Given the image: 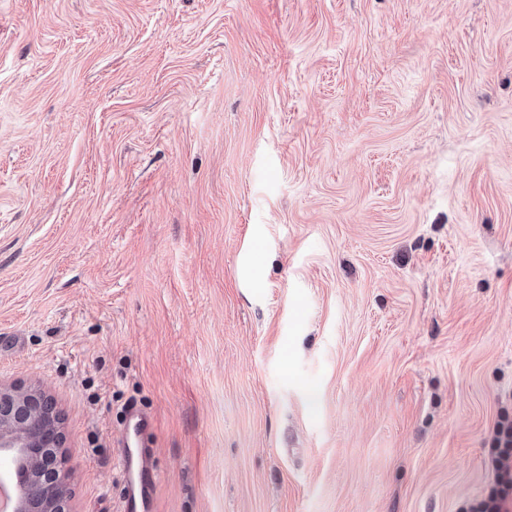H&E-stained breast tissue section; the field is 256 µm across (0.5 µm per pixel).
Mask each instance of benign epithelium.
I'll list each match as a JSON object with an SVG mask.
<instances>
[{
  "mask_svg": "<svg viewBox=\"0 0 512 512\" xmlns=\"http://www.w3.org/2000/svg\"><path fill=\"white\" fill-rule=\"evenodd\" d=\"M61 439V417L42 391L0 389V457L10 465L23 449L25 469L39 489L31 495L22 487L14 512H67L63 459L55 452Z\"/></svg>",
  "mask_w": 512,
  "mask_h": 512,
  "instance_id": "benign-epithelium-1",
  "label": "benign epithelium"
}]
</instances>
